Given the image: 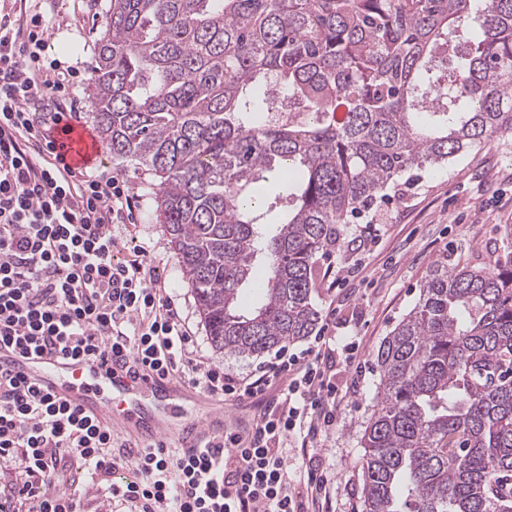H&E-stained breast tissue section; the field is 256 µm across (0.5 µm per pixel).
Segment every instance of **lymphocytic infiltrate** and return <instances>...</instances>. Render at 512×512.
<instances>
[{
  "mask_svg": "<svg viewBox=\"0 0 512 512\" xmlns=\"http://www.w3.org/2000/svg\"><path fill=\"white\" fill-rule=\"evenodd\" d=\"M49 21L0 13V342L21 350L145 365L230 402L285 382L253 443L231 439L183 450L116 453L112 429L0 369V512H80L84 484L100 512H300L281 441L314 444L335 429L341 397L325 378L324 336L278 350L240 377L193 358L175 300L156 286L144 250L118 261L115 227L134 221L119 180L59 167L33 115L63 114L77 73L44 55ZM75 463L80 482H62Z\"/></svg>",
  "mask_w": 512,
  "mask_h": 512,
  "instance_id": "lymphocytic-infiltrate-1",
  "label": "lymphocytic infiltrate"
}]
</instances>
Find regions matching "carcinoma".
<instances>
[{
  "mask_svg": "<svg viewBox=\"0 0 512 512\" xmlns=\"http://www.w3.org/2000/svg\"><path fill=\"white\" fill-rule=\"evenodd\" d=\"M91 84L112 156L160 179L212 346L258 356L316 329L350 217L512 133V0H109ZM270 180L288 201L266 237ZM376 361L362 512H512V251L435 261Z\"/></svg>",
  "mask_w": 512,
  "mask_h": 512,
  "instance_id": "cac0c4a2",
  "label": "carcinoma"
}]
</instances>
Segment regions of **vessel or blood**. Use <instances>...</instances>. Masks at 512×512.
Instances as JSON below:
<instances>
[{
  "label": "vessel or blood",
  "mask_w": 512,
  "mask_h": 512,
  "mask_svg": "<svg viewBox=\"0 0 512 512\" xmlns=\"http://www.w3.org/2000/svg\"><path fill=\"white\" fill-rule=\"evenodd\" d=\"M55 152L63 164L85 168L96 163L100 146L93 131L60 126ZM0 367L58 402L78 407L91 419L134 437L139 445L169 441L194 448L201 441L230 435L248 443L259 420L243 408L158 375L145 366L100 363L59 353L22 352L0 346Z\"/></svg>",
  "instance_id": "vessel-or-blood-1"
}]
</instances>
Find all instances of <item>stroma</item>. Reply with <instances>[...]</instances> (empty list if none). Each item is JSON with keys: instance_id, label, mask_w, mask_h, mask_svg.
Masks as SVG:
<instances>
[{"instance_id": "obj_1", "label": "stroma", "mask_w": 512, "mask_h": 512, "mask_svg": "<svg viewBox=\"0 0 512 512\" xmlns=\"http://www.w3.org/2000/svg\"><path fill=\"white\" fill-rule=\"evenodd\" d=\"M107 5L108 0H44L51 21L46 57L90 74ZM93 170L115 176L133 195L136 221L117 226L118 256L147 250L159 286L179 303L194 357L249 374L259 357L216 350L208 339L193 290L155 219L157 178L106 150ZM360 221L371 227L365 247L320 258V268L332 266L345 275L335 287L319 280L311 294L320 326L333 328L336 336L330 344L331 377L343 402L338 430L319 447L282 449L297 470L291 489L304 512H361L362 434L380 383L377 350L416 304L435 260L477 265L500 254L503 227L512 224V134L470 147L435 171H408L386 196L363 209ZM350 342L358 347L351 364L345 360ZM309 470L328 481L327 497L316 504L307 492Z\"/></svg>"}]
</instances>
